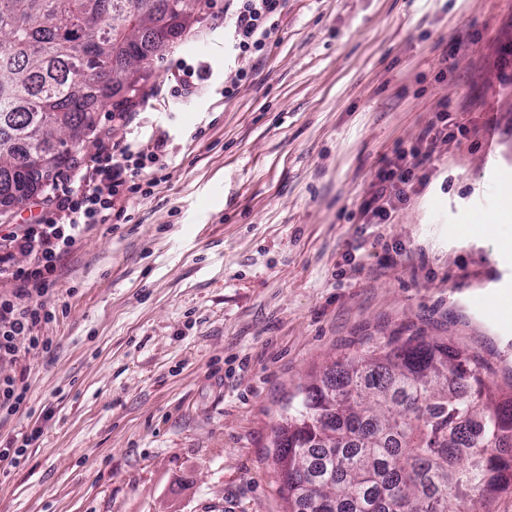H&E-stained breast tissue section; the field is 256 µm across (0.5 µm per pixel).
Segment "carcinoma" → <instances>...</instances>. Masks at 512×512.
Masks as SVG:
<instances>
[{"label": "carcinoma", "instance_id": "cac0c4a2", "mask_svg": "<svg viewBox=\"0 0 512 512\" xmlns=\"http://www.w3.org/2000/svg\"><path fill=\"white\" fill-rule=\"evenodd\" d=\"M207 0H196L202 9ZM183 0H0V211L58 173L67 133L94 130L113 72L153 63ZM288 512H484L512 487V390L469 351L396 332L345 353L288 401L272 439Z\"/></svg>", "mask_w": 512, "mask_h": 512}]
</instances>
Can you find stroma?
Masks as SVG:
<instances>
[{"mask_svg":"<svg viewBox=\"0 0 512 512\" xmlns=\"http://www.w3.org/2000/svg\"><path fill=\"white\" fill-rule=\"evenodd\" d=\"M224 6L75 148L168 137L150 194L59 262L35 330L51 348L0 368L25 389L0 448L38 435L0 458V512H287L272 431L369 336L448 338L512 384V320L472 306L512 289V253L462 236L512 179V0H284L259 61L232 50ZM184 63L210 77L176 97ZM442 102L476 134L437 145L393 223H361L381 159Z\"/></svg>","mask_w":512,"mask_h":512,"instance_id":"obj_1","label":"stroma"}]
</instances>
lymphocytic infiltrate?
<instances>
[{"instance_id": "1", "label": "lymphocytic infiltrate", "mask_w": 512, "mask_h": 512, "mask_svg": "<svg viewBox=\"0 0 512 512\" xmlns=\"http://www.w3.org/2000/svg\"><path fill=\"white\" fill-rule=\"evenodd\" d=\"M283 0H228L234 22L233 48L242 55L264 57L267 41L278 26ZM465 123L450 122L439 109L421 129L414 145L395 149L385 159L361 205L366 224H389L416 188L427 182V169L438 144L467 135ZM165 139L153 146L102 147L89 162L70 167L52 186L49 206L36 223L22 224L0 235V281H14L9 294H0V365L16 364L27 348L39 346L34 329L48 321L42 299L56 281L61 259L72 252L93 224L107 223L129 195L141 192L138 173L162 161ZM29 259L27 267L13 263L15 253Z\"/></svg>"}]
</instances>
